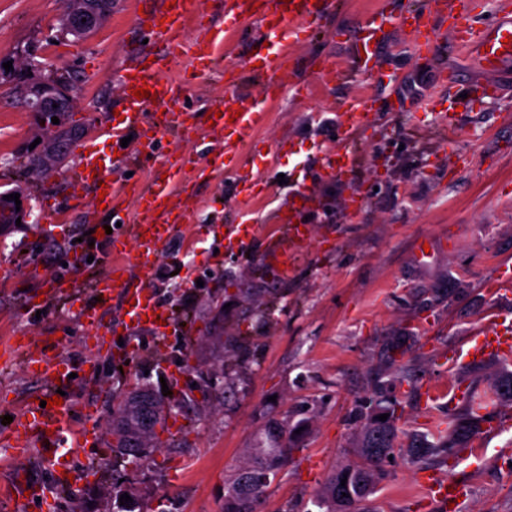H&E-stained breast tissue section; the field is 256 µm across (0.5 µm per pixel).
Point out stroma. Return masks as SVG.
Masks as SVG:
<instances>
[{
	"mask_svg": "<svg viewBox=\"0 0 512 512\" xmlns=\"http://www.w3.org/2000/svg\"><path fill=\"white\" fill-rule=\"evenodd\" d=\"M157 4L116 0L93 36L71 43L56 37L62 0H0V64L14 66L0 77V192L19 190L30 216L0 231V339L51 341L77 373L71 397L77 406L97 407L110 448L105 457L81 449L58 466L35 448L24 455L0 448V486L20 472L49 484L62 466L80 476L41 501L0 502V512H222L224 483L247 449L273 447L285 425L301 432L257 512H315L313 501L331 471L355 458V413L393 378L382 366L390 337H402L397 360L409 371L395 388L403 439L435 433V421L452 416L447 398L426 404L428 385L464 382L482 394L486 376L500 367L494 360L465 364L453 354L492 315L512 317V296L492 287L497 266L512 263V82L460 113L451 132L437 113L413 105L415 96L442 95L448 66L458 68L459 92L483 79L449 34H438L425 59L400 35L390 37L382 65L397 70V88L356 76L318 80L314 67L346 61L342 35L374 4L338 0L335 12L295 46L309 64L304 91L272 92L266 123L244 143L238 173L180 187L190 220L165 245L154 288L163 304L183 313L190 334L161 340L126 329L121 305L112 300L101 309L98 333L106 343L99 347L86 339L78 306L51 299L38 315L27 304L41 294L43 278L82 284L107 273L105 239L83 240L107 215L95 210L90 192L74 194L67 183L75 156L48 174L30 166L37 156L31 143L53 126L17 101L16 68L35 59L69 73L78 88L70 122L83 132L76 143L106 147L99 130L111 126L120 71L142 46L138 17ZM224 28L227 71L193 81L186 92L199 112L217 99L239 104L263 91L243 64L258 23L228 20ZM364 93L380 105L358 142L360 166L341 178L326 176L322 159L336 140L337 108ZM398 98L407 108L395 109ZM454 154L469 155L470 166L449 164ZM291 171L306 177L316 205L308 250L285 274L268 261L266 242L288 198L277 177ZM354 196L363 204L353 214L347 205ZM44 210L50 218L38 222ZM243 221L261 227L246 253L225 250L223 240L204 233L210 224ZM423 238L430 252L420 259L415 246ZM119 341L140 348L123 367L113 355ZM41 388L22 362L0 368V417L19 415ZM136 389L156 397L163 423L145 448L131 452L119 446L112 427ZM470 445L474 452L464 459L414 464L395 455L374 488L373 506L425 512L417 484L422 472L434 471L469 478L471 494L459 512H512V427L475 435ZM120 489L129 503L116 501Z\"/></svg>",
	"mask_w": 512,
	"mask_h": 512,
	"instance_id": "35a3bbf8",
	"label": "stroma"
}]
</instances>
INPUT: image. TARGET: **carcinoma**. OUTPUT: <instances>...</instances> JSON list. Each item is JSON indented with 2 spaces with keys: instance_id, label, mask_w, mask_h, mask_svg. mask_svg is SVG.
Returning <instances> with one entry per match:
<instances>
[{
  "instance_id": "carcinoma-1",
  "label": "carcinoma",
  "mask_w": 512,
  "mask_h": 512,
  "mask_svg": "<svg viewBox=\"0 0 512 512\" xmlns=\"http://www.w3.org/2000/svg\"><path fill=\"white\" fill-rule=\"evenodd\" d=\"M487 401L463 409L447 423L446 433L432 443L426 437L410 438L405 448L413 462L434 455L448 454L468 446L479 422L477 411L494 403H512V371H498L490 382ZM400 401L394 392L379 387L371 397L364 422L356 436L359 462L335 470L327 479L313 505L325 512H374L366 502L382 476L381 466L395 455L398 447L395 424ZM389 414L385 421L378 419ZM161 423L156 401L147 394H134L114 421L112 434L124 448L141 446L144 438ZM282 441L274 448H254L250 460L238 468L224 486V512H255L256 503L277 480L291 451L292 430L281 431ZM346 486H341V480ZM347 496H342V493Z\"/></svg>"
}]
</instances>
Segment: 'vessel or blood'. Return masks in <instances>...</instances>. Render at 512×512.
Wrapping results in <instances>:
<instances>
[{"instance_id":"b4317fda","label":"vessel or blood","mask_w":512,"mask_h":512,"mask_svg":"<svg viewBox=\"0 0 512 512\" xmlns=\"http://www.w3.org/2000/svg\"><path fill=\"white\" fill-rule=\"evenodd\" d=\"M486 0H425L423 6L404 8L395 0L381 4L360 19L358 31L350 41L352 69L358 77L385 85L398 82L395 72L384 70L380 56L391 33L404 34L410 49L419 57L433 53L435 35L447 29L456 46L469 52L486 75L484 83L474 87V94H499L496 78L505 62H512V0H504L500 16L485 14ZM336 0H218L220 13L235 19L258 21L260 34L251 44L246 63L254 74L264 77L268 85L301 90L298 65L292 64L293 46L300 33L318 28L333 13ZM140 27L149 38L148 49L137 52L119 76V116L112 121L109 135L112 152L95 148L81 149L67 180L73 190L88 189L104 192L107 212L111 213L114 228L108 235V260L113 271L95 281V301L82 303L80 313L87 325L99 321L101 301L116 297L127 309L126 324L130 328H145L156 334L180 333L184 327L174 310L158 300L154 289V260L188 222L189 215L177 201L176 190L185 176L186 160L170 153L159 154L162 136L173 134L181 138L197 135L194 113L180 103L181 91L175 84L161 81L156 76L157 63L189 58L201 74H210L217 63V51L224 43V29L217 21L200 24L193 0H175L171 8L157 7L149 16L140 18ZM196 28L193 42L183 43L177 35L187 28ZM151 88L152 97L136 98L133 89ZM266 99L251 101L243 107L219 102L217 114L209 132L221 142L197 171L200 181L237 171L241 158V144L259 127L266 117ZM373 101L360 99L346 111L338 113L339 136L336 145L324 155L323 170L331 175L351 173L358 161L353 146L356 137L366 128ZM128 146H121V139ZM156 158L148 182L121 183L117 172L126 169L143 155ZM291 200L285 212L277 216L278 235L269 237L268 251L283 271H290L304 254L309 242L305 233V218L313 199L305 183L290 180ZM136 190L142 205V216L136 222L124 217L129 190ZM258 232L257 225L237 224L226 228L224 236L228 249L246 248L250 238ZM137 246L140 261L135 275L123 278L119 272L126 267V240ZM463 360H512V318L481 324L468 338L462 351ZM23 360L26 367L39 374L44 387L37 398L28 401L20 420L0 433V444L11 448L29 449L39 446L48 459H56L61 448L70 450L90 446L103 448L93 423L73 428L75 404L70 396L62 397L60 407L47 409L43 402L57 395L58 388L72 384V367L61 354L49 349L27 352L11 342L0 343V363ZM466 484L443 478H429L424 492L438 512H446L450 501L463 496Z\"/></svg>"}]
</instances>
